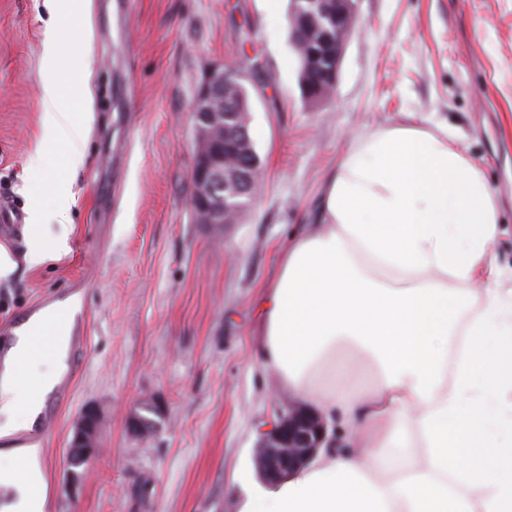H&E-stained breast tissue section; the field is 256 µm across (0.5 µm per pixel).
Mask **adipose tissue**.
<instances>
[{
    "mask_svg": "<svg viewBox=\"0 0 512 512\" xmlns=\"http://www.w3.org/2000/svg\"><path fill=\"white\" fill-rule=\"evenodd\" d=\"M41 60V138L30 166L83 164L85 63ZM61 159L49 150L59 139ZM322 221L291 232L259 308L256 361L280 392L345 433L295 474L245 490L237 512H512V289L494 252L498 203L447 131L406 123L357 136L327 179ZM459 337L449 349L450 337ZM67 337L17 336L0 374V437L33 430L66 369ZM0 512H44L34 447Z\"/></svg>",
    "mask_w": 512,
    "mask_h": 512,
    "instance_id": "adipose-tissue-1",
    "label": "adipose tissue"
}]
</instances>
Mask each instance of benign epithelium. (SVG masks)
Instances as JSON below:
<instances>
[{
    "mask_svg": "<svg viewBox=\"0 0 512 512\" xmlns=\"http://www.w3.org/2000/svg\"><path fill=\"white\" fill-rule=\"evenodd\" d=\"M307 10L289 13L290 42L305 47L307 68L300 79L302 91L334 88L337 70L347 40L360 25L355 0H305ZM224 86V72L212 70L202 82L201 96L216 94ZM232 113L195 112L198 141L191 180L193 192L189 208L200 224L212 223L210 196L214 186L224 183V168L238 160L233 139L224 134V120ZM101 416L87 408L73 428L69 457L90 463L98 451ZM337 440L325 417L304 405H287L277 420L261 431L255 466L269 484L299 470L322 448H332Z\"/></svg>",
    "mask_w": 512,
    "mask_h": 512,
    "instance_id": "1",
    "label": "benign epithelium"
}]
</instances>
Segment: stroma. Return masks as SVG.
<instances>
[{
	"label": "stroma",
	"mask_w": 512,
	"mask_h": 512,
	"mask_svg": "<svg viewBox=\"0 0 512 512\" xmlns=\"http://www.w3.org/2000/svg\"><path fill=\"white\" fill-rule=\"evenodd\" d=\"M332 100L302 95L288 0H91L86 31L48 26L43 0H0V198L55 207L29 167L41 137L46 37L62 69L85 59L92 120L72 175L56 259L23 260L22 225H0L16 263L0 279V344L28 309L84 280V336L70 384L36 438L46 512H235L234 473L256 471L260 427L289 403L253 357L256 307L288 234L321 221L325 182L357 135L395 123L447 128L499 205L497 264L512 269V0H356ZM258 55L270 86L246 80L264 178L243 220L196 223L187 201L194 96L213 69ZM161 409L156 430L132 423ZM96 407L102 453L80 479L72 429Z\"/></svg>",
	"instance_id": "1"
}]
</instances>
